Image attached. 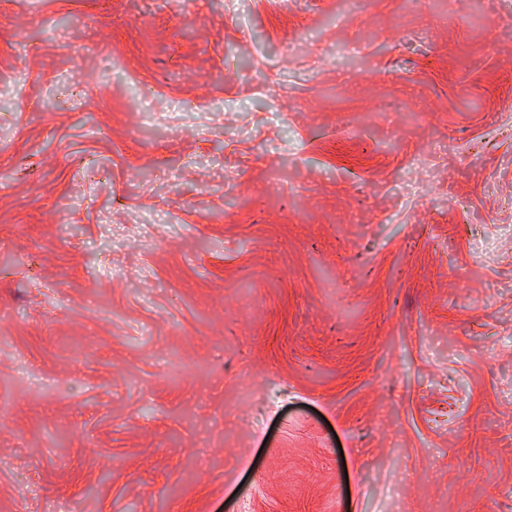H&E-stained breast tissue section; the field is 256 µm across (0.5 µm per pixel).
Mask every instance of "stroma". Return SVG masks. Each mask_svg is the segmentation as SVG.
<instances>
[{
  "mask_svg": "<svg viewBox=\"0 0 512 512\" xmlns=\"http://www.w3.org/2000/svg\"><path fill=\"white\" fill-rule=\"evenodd\" d=\"M0 512H512V0H0Z\"/></svg>",
  "mask_w": 512,
  "mask_h": 512,
  "instance_id": "stroma-1",
  "label": "stroma"
}]
</instances>
